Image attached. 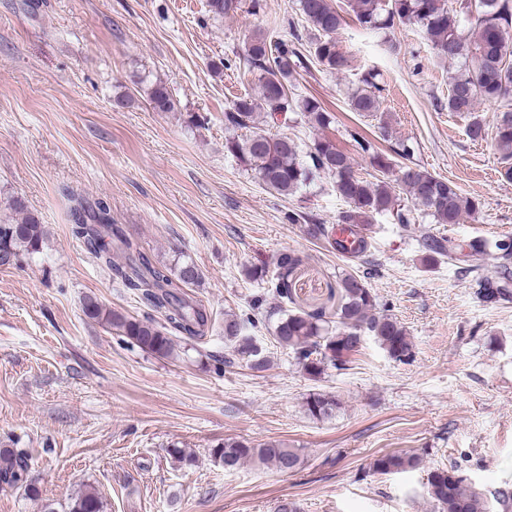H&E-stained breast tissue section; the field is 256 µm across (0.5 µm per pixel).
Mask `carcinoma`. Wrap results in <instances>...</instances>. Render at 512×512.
Returning a JSON list of instances; mask_svg holds the SVG:
<instances>
[{
    "mask_svg": "<svg viewBox=\"0 0 512 512\" xmlns=\"http://www.w3.org/2000/svg\"><path fill=\"white\" fill-rule=\"evenodd\" d=\"M337 8L331 0H299L301 18L309 25L310 36L293 35L289 41L272 40L263 32L253 33L245 43L244 60L248 69L258 74V95L235 97L224 111V152L255 176L266 188L288 198L301 186L321 175L333 180L336 195L347 204L338 223L359 233V246L365 245V234L376 217L389 215L404 229L410 228V211L401 207L396 190L410 198L414 209L431 217L437 224L453 226L478 213L479 202L465 197L447 179L416 167L399 168L394 182L357 174L350 153L336 141L321 135L306 149L286 135L274 134L271 128L288 123L292 113L312 128L326 129L334 116L320 102L293 92L292 79L300 69L316 64L329 72L348 67V59L336 42L343 26L344 14L352 13L365 31L385 34L405 23L418 25L428 42L433 57L450 62L463 59L464 69L448 74V111L470 115L466 134L473 142L485 140L486 126L474 114L478 101L501 104L495 119V145L500 152L502 180L512 182V0H344ZM209 12L219 18L236 12L238 0H208ZM380 84L369 72L349 99L354 112L376 116L380 111ZM152 108L156 112H174L178 102L167 86L155 82L149 89ZM355 151L370 155L371 164L386 175L392 170V159L368 139L352 135ZM8 208L18 218L0 222V267H10L43 249L46 231L39 217L16 197ZM72 234L84 239L91 258L108 271L112 280L138 292L141 301L160 313L156 320L142 318L111 309L94 296L83 300L84 315L124 337L129 343L159 358L177 356L175 335L190 339L204 335L208 325L205 308L190 303L180 292L201 284L202 273L192 262L171 267L155 266L144 255L129 253L130 244L112 224L110 206L105 199L92 205L74 199L71 208ZM423 260L435 264L442 258L453 260L455 241L437 238L429 233L420 236ZM484 240L474 238L467 244L472 258L470 272L477 286L478 298L484 290L496 288L501 303H512V271L506 263L495 274L482 271L478 261L486 254ZM301 258L288 251L279 254L275 266L276 283L271 292L280 305L269 311L274 319L273 336L280 348L295 354L297 364L311 377H319L330 369H343L359 346L350 337L368 335L391 358L406 362L413 358V343L404 325L395 316L378 309L377 298L367 281L353 273H343L336 280L339 301L331 314L289 309L293 302L291 275ZM224 340L230 350L224 354V365L252 360L256 345L244 334L238 318L224 319ZM337 408L334 398L312 394L306 399V411L316 419L331 416ZM211 457L231 470L246 461L271 466L278 471H295L301 464L296 448L283 442L252 444L226 439L210 449ZM422 456L410 451H394L376 457L371 473L388 475L419 468ZM0 483L23 485L33 495L36 486L28 481V462L24 452L0 448ZM427 496L439 512H493L498 505L504 512L512 507V489L501 488L493 497L459 478V470L435 469L426 483ZM69 512H103V502L96 490L87 486L70 503Z\"/></svg>",
    "mask_w": 512,
    "mask_h": 512,
    "instance_id": "cac0c4a2",
    "label": "carcinoma"
}]
</instances>
